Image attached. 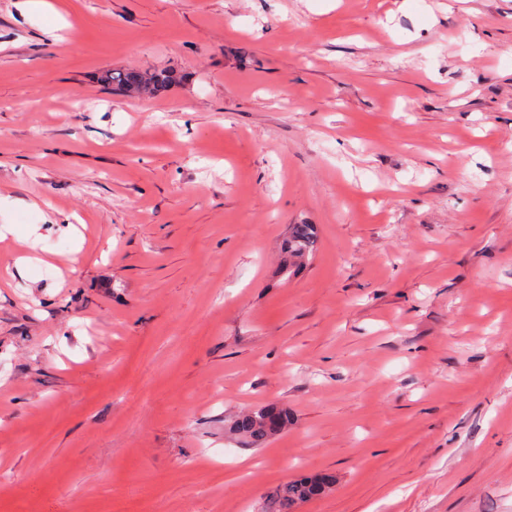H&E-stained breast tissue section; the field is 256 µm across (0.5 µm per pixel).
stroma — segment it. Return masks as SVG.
<instances>
[{"label":"stroma","mask_w":512,"mask_h":512,"mask_svg":"<svg viewBox=\"0 0 512 512\" xmlns=\"http://www.w3.org/2000/svg\"><path fill=\"white\" fill-rule=\"evenodd\" d=\"M51 2L0 0V512H512V0ZM101 82L113 92L128 97H158L168 92L181 78L171 69L142 70L131 67L102 73ZM316 241L313 224H292L282 248V272L291 273L303 263L314 252ZM289 424L286 410L267 405L238 415L231 423L229 431L242 445L260 447L286 430ZM335 483L336 477L327 473L290 480L273 491L271 512H295L302 504L324 495Z\"/></svg>","instance_id":"35a3bbf8"}]
</instances>
